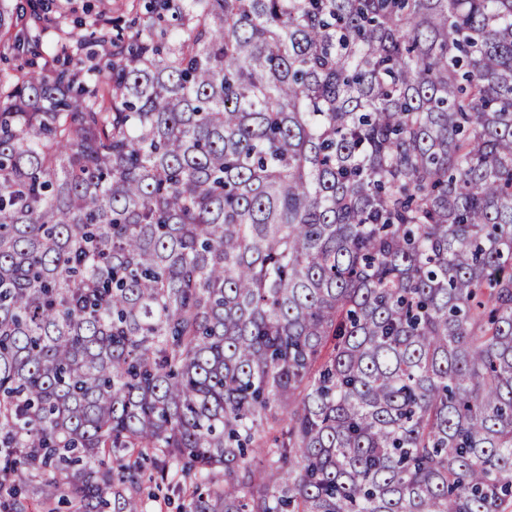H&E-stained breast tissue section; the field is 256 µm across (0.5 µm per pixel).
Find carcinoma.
<instances>
[{"label": "carcinoma", "mask_w": 512, "mask_h": 512, "mask_svg": "<svg viewBox=\"0 0 512 512\" xmlns=\"http://www.w3.org/2000/svg\"><path fill=\"white\" fill-rule=\"evenodd\" d=\"M0 0V512H512V0ZM148 0H53L48 1L52 15H65L70 24L82 22L88 33L99 28L103 15L112 17V26L123 25L136 13L145 12L144 5Z\"/></svg>", "instance_id": "1"}]
</instances>
